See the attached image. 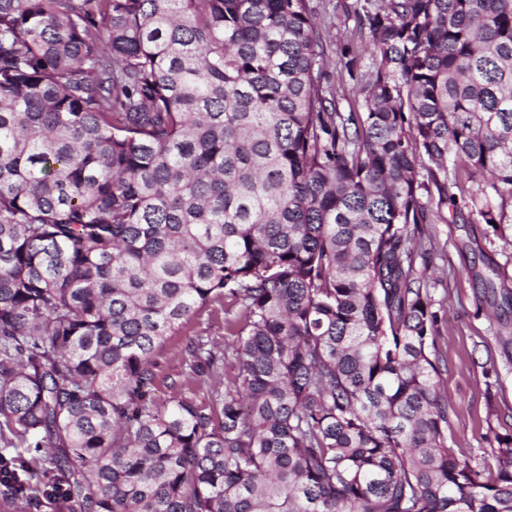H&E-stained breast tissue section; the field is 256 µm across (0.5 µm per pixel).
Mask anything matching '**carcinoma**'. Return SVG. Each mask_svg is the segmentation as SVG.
<instances>
[{
  "mask_svg": "<svg viewBox=\"0 0 512 512\" xmlns=\"http://www.w3.org/2000/svg\"><path fill=\"white\" fill-rule=\"evenodd\" d=\"M312 0H0V507L512 512L447 446L438 316L414 268L461 175L512 203V0H364L359 112ZM356 80L361 54L342 50ZM233 316L235 373L187 345ZM224 304L212 303L186 322L182 329L175 334L166 336L161 347L156 352L154 397L160 403L172 395V384L184 381L188 372L185 348L190 339L203 337L205 341H213L229 349L234 337L224 335Z\"/></svg>",
  "mask_w": 512,
  "mask_h": 512,
  "instance_id": "cac0c4a2",
  "label": "carcinoma"
}]
</instances>
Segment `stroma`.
I'll use <instances>...</instances> for the list:
<instances>
[{
	"label": "stroma",
	"mask_w": 512,
	"mask_h": 512,
	"mask_svg": "<svg viewBox=\"0 0 512 512\" xmlns=\"http://www.w3.org/2000/svg\"><path fill=\"white\" fill-rule=\"evenodd\" d=\"M325 38V83L340 111L361 108L360 88L342 74L341 50L353 39L350 10L355 0H314ZM433 251L415 262L418 276L427 280L432 309L438 315L435 357L437 388L448 401V445L472 462L494 466L499 435L512 434V307L494 313L493 299L481 279L499 270L498 288L512 291V248L505 241L511 230L495 235L480 223L468 201L444 211L442 219L422 227ZM224 306L213 303L194 315L182 329L166 336L155 359L154 396L165 402L174 383L181 394L202 399L195 384H184L185 348L201 337L230 345L224 334Z\"/></svg>",
	"instance_id": "35a3bbf8"
}]
</instances>
